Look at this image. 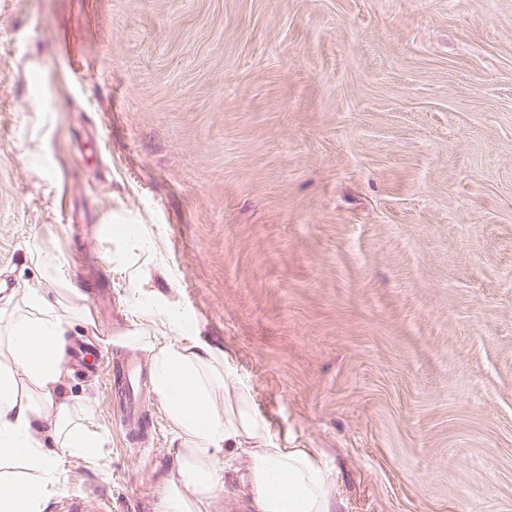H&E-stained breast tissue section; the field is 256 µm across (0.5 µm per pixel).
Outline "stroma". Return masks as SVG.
Listing matches in <instances>:
<instances>
[{"label": "stroma", "instance_id": "35a3bbf8", "mask_svg": "<svg viewBox=\"0 0 512 512\" xmlns=\"http://www.w3.org/2000/svg\"><path fill=\"white\" fill-rule=\"evenodd\" d=\"M22 287L102 435L57 492L159 512L174 427L154 392L125 435L106 371L174 308L342 512H512V0H0ZM242 473L211 512H251Z\"/></svg>", "mask_w": 512, "mask_h": 512}]
</instances>
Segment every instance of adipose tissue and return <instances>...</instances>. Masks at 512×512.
Instances as JSON below:
<instances>
[{
	"mask_svg": "<svg viewBox=\"0 0 512 512\" xmlns=\"http://www.w3.org/2000/svg\"><path fill=\"white\" fill-rule=\"evenodd\" d=\"M65 344V321L40 289L0 302V512H45L59 458L97 457L96 433L60 398ZM153 372L178 440L160 512H210L224 489L225 450L244 457L253 512H339L332 467L315 449L274 443L223 352L177 340L158 351Z\"/></svg>",
	"mask_w": 512,
	"mask_h": 512,
	"instance_id": "adipose-tissue-1",
	"label": "adipose tissue"
}]
</instances>
